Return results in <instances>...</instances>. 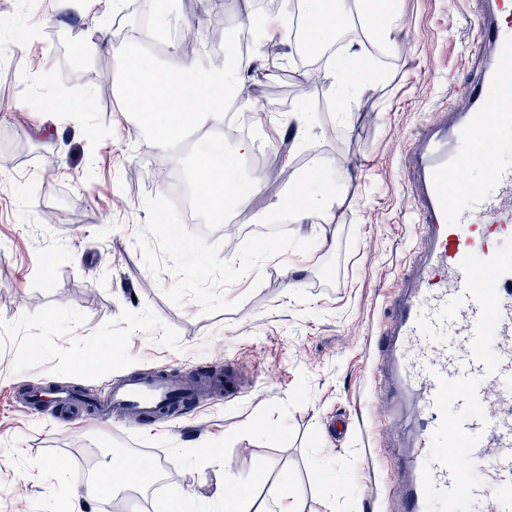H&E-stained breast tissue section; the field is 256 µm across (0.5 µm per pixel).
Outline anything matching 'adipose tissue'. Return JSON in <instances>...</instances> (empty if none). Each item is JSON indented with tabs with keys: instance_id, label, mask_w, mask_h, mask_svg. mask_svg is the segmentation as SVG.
Segmentation results:
<instances>
[{
	"instance_id": "ef3b65f1",
	"label": "adipose tissue",
	"mask_w": 512,
	"mask_h": 512,
	"mask_svg": "<svg viewBox=\"0 0 512 512\" xmlns=\"http://www.w3.org/2000/svg\"><path fill=\"white\" fill-rule=\"evenodd\" d=\"M307 32L311 43L321 44L345 24L353 20L368 23L364 0H304ZM347 64L341 69L325 71L324 79L336 85L340 95L337 110L348 115L353 94L365 80L367 67L362 63L363 46L351 43L345 47ZM262 58L253 54L238 58L231 70L220 67L209 69L195 62L185 61L174 68L157 66L146 61L139 53H131L126 60L128 76L125 103L129 111L141 113L153 127L160 146L166 147L186 125H203L224 116V99L261 67ZM252 150L250 142L239 141L234 155L222 163H214L213 151L206 150L196 157L193 179L200 192L204 207L214 219H222L224 206L234 203L238 214L248 212L247 202L233 175L239 158ZM293 185L302 186V194H290L281 202L283 214L300 222L314 211L331 212L340 207V194L319 193L311 181L291 175Z\"/></svg>"
}]
</instances>
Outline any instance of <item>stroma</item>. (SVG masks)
Instances as JSON below:
<instances>
[{
	"instance_id": "1",
	"label": "stroma",
	"mask_w": 512,
	"mask_h": 512,
	"mask_svg": "<svg viewBox=\"0 0 512 512\" xmlns=\"http://www.w3.org/2000/svg\"><path fill=\"white\" fill-rule=\"evenodd\" d=\"M24 2L0 0V43L13 47L0 65V512H171L181 499L187 512H224L219 491L259 472L256 496L288 480L295 512H400L390 451L412 447L417 420L406 400L384 422L376 397L391 291L419 246L404 150L436 113L459 107L472 79L473 0H398L384 80L355 94L348 118L309 112L315 137L291 154L304 177L323 158L321 189L347 191L332 215L287 226L300 240L335 236L334 248L266 261L227 287L236 308L213 315L169 302L173 277H154L134 244L144 197L179 180L176 155L125 107L128 42L99 35L117 21L138 29L137 16L126 0L66 11L41 0L33 13ZM104 54L114 62L107 100L89 78ZM254 83L280 93L247 123L264 166L236 169L241 190L266 180L249 198L251 223L234 218L207 236L229 260L290 190L275 151L303 85L294 72L261 71ZM46 98L76 107L47 111ZM224 363L253 384L249 395L135 431L21 398L38 384L100 396L131 373ZM144 453L162 463L160 483L81 503L58 480Z\"/></svg>"
}]
</instances>
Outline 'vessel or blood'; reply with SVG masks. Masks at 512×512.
<instances>
[{
  "label": "vessel or blood",
  "instance_id": "1",
  "mask_svg": "<svg viewBox=\"0 0 512 512\" xmlns=\"http://www.w3.org/2000/svg\"><path fill=\"white\" fill-rule=\"evenodd\" d=\"M481 3L465 109L427 124L405 154L422 250L396 284L380 373L384 392H417L419 433L394 457L401 512H512V0ZM240 392L229 367L198 385L157 370L112 383L92 412L156 418ZM468 464L479 480H466ZM154 465L143 455L115 475L139 481Z\"/></svg>",
  "mask_w": 512,
  "mask_h": 512
}]
</instances>
